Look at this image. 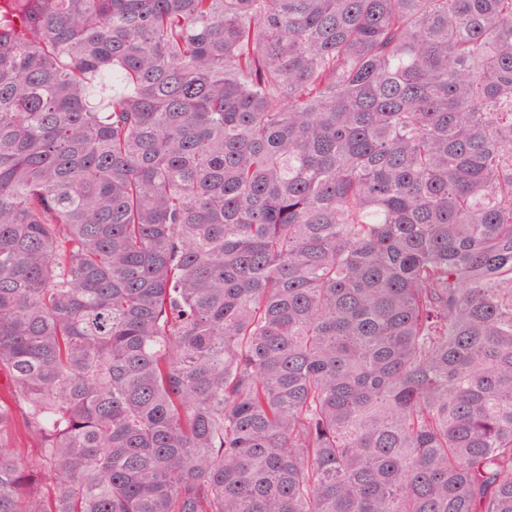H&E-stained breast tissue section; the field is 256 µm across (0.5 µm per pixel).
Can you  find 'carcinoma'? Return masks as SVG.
Returning a JSON list of instances; mask_svg holds the SVG:
<instances>
[{"instance_id": "obj_1", "label": "carcinoma", "mask_w": 512, "mask_h": 512, "mask_svg": "<svg viewBox=\"0 0 512 512\" xmlns=\"http://www.w3.org/2000/svg\"><path fill=\"white\" fill-rule=\"evenodd\" d=\"M0 376V512H512V0H13Z\"/></svg>"}]
</instances>
